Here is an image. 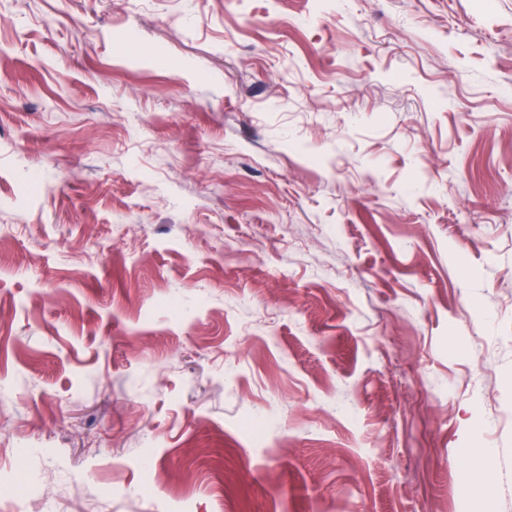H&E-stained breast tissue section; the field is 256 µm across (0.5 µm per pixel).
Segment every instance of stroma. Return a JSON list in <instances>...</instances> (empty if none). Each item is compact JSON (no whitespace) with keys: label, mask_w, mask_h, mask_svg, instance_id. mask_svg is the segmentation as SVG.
Segmentation results:
<instances>
[{"label":"stroma","mask_w":512,"mask_h":512,"mask_svg":"<svg viewBox=\"0 0 512 512\" xmlns=\"http://www.w3.org/2000/svg\"><path fill=\"white\" fill-rule=\"evenodd\" d=\"M0 512H512V0H0Z\"/></svg>","instance_id":"obj_1"}]
</instances>
